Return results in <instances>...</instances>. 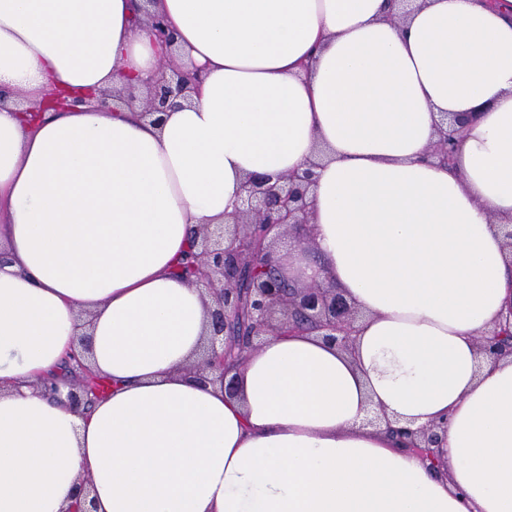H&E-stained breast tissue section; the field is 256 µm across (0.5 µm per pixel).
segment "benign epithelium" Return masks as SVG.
<instances>
[{"mask_svg": "<svg viewBox=\"0 0 512 512\" xmlns=\"http://www.w3.org/2000/svg\"><path fill=\"white\" fill-rule=\"evenodd\" d=\"M155 0H145L147 24L157 35L171 44L174 37L164 17L150 9ZM389 20L405 18L416 7L417 0H388ZM192 81L184 75L175 52L166 55L156 73L146 84L145 94L132 90L102 93L125 105L141 104V116L151 119L166 111L170 100L186 98ZM469 117L464 113L445 114L437 126V139L430 157L442 166H452L463 128ZM315 164L293 171L276 180L249 176L246 195L239 207L222 224H206L195 237L198 252L193 274L196 283L206 290L208 307V340L200 357L186 368L187 373L204 382L219 383L232 391L230 374L243 362V352L255 348L260 340L273 335L307 331L327 342L348 348L355 324L362 312L340 291L321 283H288L272 264L271 255L277 239L292 227L310 223V194L315 184ZM512 330V310L499 319L491 330L482 334L480 350L493 357H512V340L504 329ZM84 377L98 384L94 394L104 387L89 368ZM84 377L76 379L66 395L67 405L79 411L88 403ZM443 424L418 429L400 428L396 434L401 447L431 463L439 461L443 447ZM90 484L79 483L74 501L67 512H92Z\"/></svg>", "mask_w": 512, "mask_h": 512, "instance_id": "benign-epithelium-1", "label": "benign epithelium"}]
</instances>
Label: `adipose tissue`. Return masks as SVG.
Wrapping results in <instances>:
<instances>
[{"label": "adipose tissue", "mask_w": 512, "mask_h": 512, "mask_svg": "<svg viewBox=\"0 0 512 512\" xmlns=\"http://www.w3.org/2000/svg\"><path fill=\"white\" fill-rule=\"evenodd\" d=\"M201 81L138 107L42 111L138 85L167 47L137 0H0V512H512V0H157ZM473 112L454 168L428 154ZM310 252L273 255L367 314L352 352L309 333L247 353L234 394L186 373L208 298L176 267L247 175L316 148ZM88 336L89 414L48 379ZM393 424L441 423L440 467ZM510 329L512 333V310L509 315L499 319L491 330L485 331L480 339V350L493 357H512V340H505L504 329Z\"/></svg>", "instance_id": "ef3b65f1"}]
</instances>
